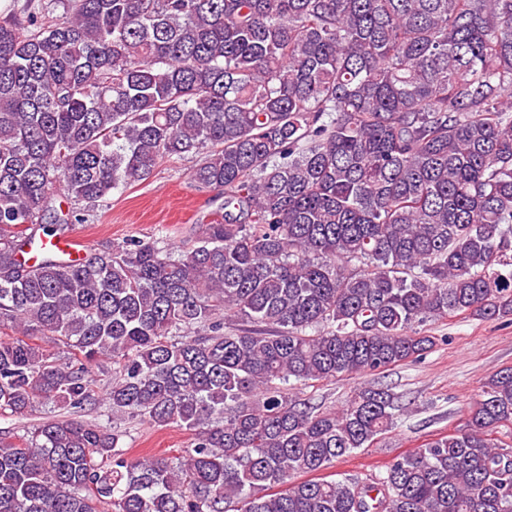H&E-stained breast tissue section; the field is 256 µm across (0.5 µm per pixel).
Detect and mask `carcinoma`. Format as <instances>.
I'll return each instance as SVG.
<instances>
[{
	"label": "carcinoma",
	"instance_id": "obj_1",
	"mask_svg": "<svg viewBox=\"0 0 512 512\" xmlns=\"http://www.w3.org/2000/svg\"><path fill=\"white\" fill-rule=\"evenodd\" d=\"M189 156L224 191L190 246L43 247ZM457 313L512 316V0H67L55 20L27 0L0 20V415L192 432L132 459L94 419L0 431V512H512V367L465 428L366 480L323 471L402 396L285 392L420 359V326Z\"/></svg>",
	"mask_w": 512,
	"mask_h": 512
}]
</instances>
